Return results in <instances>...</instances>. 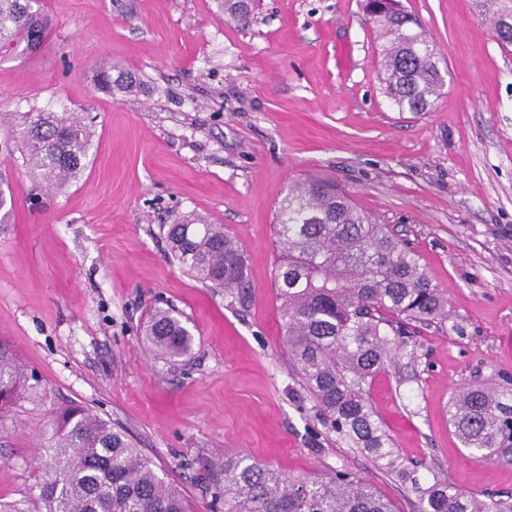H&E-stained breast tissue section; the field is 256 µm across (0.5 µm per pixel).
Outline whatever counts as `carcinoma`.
Returning <instances> with one entry per match:
<instances>
[{"mask_svg": "<svg viewBox=\"0 0 512 512\" xmlns=\"http://www.w3.org/2000/svg\"><path fill=\"white\" fill-rule=\"evenodd\" d=\"M37 0H0V44L34 52L50 33ZM254 0H224V17L248 23ZM404 8L385 3L377 24L381 81L399 111L425 112L444 86L433 45L409 27ZM99 90L126 93L130 73L103 66ZM8 134L22 165L62 189L81 174L92 132L73 112H18ZM169 253L209 288L245 289L244 251L222 224L179 217L163 226ZM280 252L273 285L285 319L284 343L295 376L313 398L323 424L349 447L379 463L416 499V512H512V497L478 494L441 475L435 462L419 474L394 448L369 397L373 380L402 354L414 323L448 321V300L416 254L388 228L356 207L336 184L309 177L278 206ZM152 348L170 360L193 349L190 331L158 309L146 329ZM26 376L0 346V411L26 390ZM448 424L462 448L481 460L512 465V386L476 384L456 392ZM44 479L0 512H190L177 487L165 483L127 433L86 406L57 407L41 433ZM224 512H396L395 504L361 477L336 469L290 477L245 456H224Z\"/></svg>", "mask_w": 512, "mask_h": 512, "instance_id": "obj_1", "label": "carcinoma"}]
</instances>
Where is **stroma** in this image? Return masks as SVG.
<instances>
[{
	"instance_id": "1",
	"label": "stroma",
	"mask_w": 512,
	"mask_h": 512,
	"mask_svg": "<svg viewBox=\"0 0 512 512\" xmlns=\"http://www.w3.org/2000/svg\"><path fill=\"white\" fill-rule=\"evenodd\" d=\"M445 69L428 112H401L380 80L383 36L361 0H260L249 24L220 0H40L41 47L0 49V120L74 112L94 132L80 178L49 188L0 134V343L29 388L0 423V497L36 481L39 432L73 401L120 426L193 512L215 500L226 455L291 476L348 469L413 512L400 486L320 422L290 370L272 286L279 202L333 180L415 250L448 299L415 357L372 383L397 452L475 493L512 495V466L467 456L454 393L512 380V51L481 0H402ZM130 93L97 90L103 64ZM196 215L244 250L248 288L214 290L171 259L161 230ZM190 328V356L152 351L154 310Z\"/></svg>"
}]
</instances>
